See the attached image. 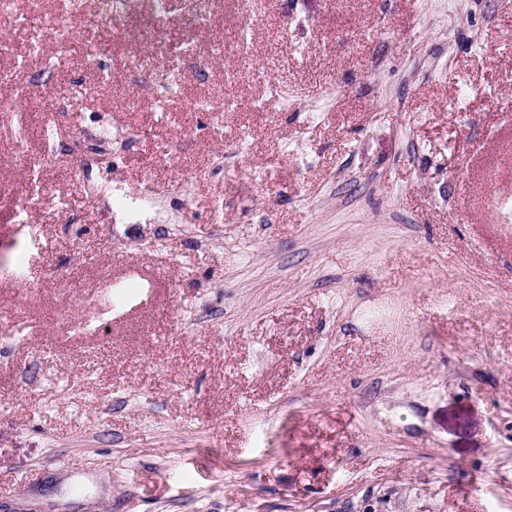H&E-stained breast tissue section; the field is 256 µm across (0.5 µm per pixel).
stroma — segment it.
I'll return each instance as SVG.
<instances>
[{
    "label": "stroma",
    "mask_w": 512,
    "mask_h": 512,
    "mask_svg": "<svg viewBox=\"0 0 512 512\" xmlns=\"http://www.w3.org/2000/svg\"><path fill=\"white\" fill-rule=\"evenodd\" d=\"M252 9L5 29L0 512H512V0Z\"/></svg>",
    "instance_id": "1"
}]
</instances>
